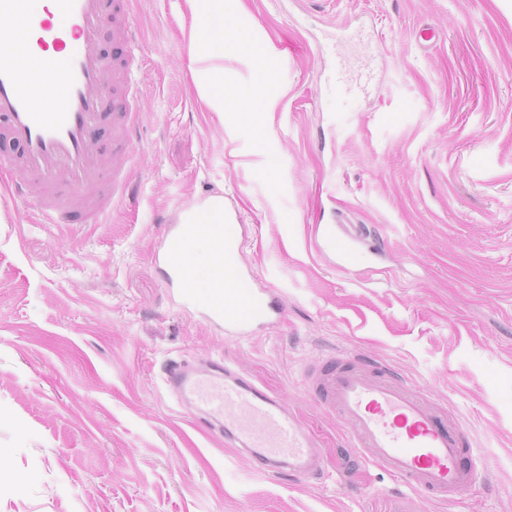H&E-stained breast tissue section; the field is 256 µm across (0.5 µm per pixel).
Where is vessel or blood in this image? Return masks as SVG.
Here are the masks:
<instances>
[{"instance_id": "vessel-or-blood-1", "label": "vessel or blood", "mask_w": 512, "mask_h": 512, "mask_svg": "<svg viewBox=\"0 0 512 512\" xmlns=\"http://www.w3.org/2000/svg\"><path fill=\"white\" fill-rule=\"evenodd\" d=\"M122 0H0V168L17 167L39 181L32 206L45 224H100L129 190L121 174L132 158L134 115L125 105L128 74L101 48L104 19L112 37L130 49L136 32ZM363 227L339 226L332 240L348 259ZM213 248L211 264L192 257L199 240ZM244 227L225 206L220 224H175L165 232L160 258L169 287L185 305L206 300V317L226 335L281 319L277 296L241 264ZM312 391L336 413L357 448L396 481L428 498H454L476 483L475 450L467 430L431 395L407 387L387 370L358 359L324 356L309 377ZM168 391L214 421L224 438L262 466L273 457L289 472L317 469L316 450L282 403L231 367L210 361L172 367Z\"/></svg>"}]
</instances>
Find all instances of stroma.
<instances>
[{
  "label": "stroma",
  "mask_w": 512,
  "mask_h": 512,
  "mask_svg": "<svg viewBox=\"0 0 512 512\" xmlns=\"http://www.w3.org/2000/svg\"><path fill=\"white\" fill-rule=\"evenodd\" d=\"M127 14L134 201L101 224L0 205L16 512H512V0H224V91L257 90L248 126L202 105L185 0ZM209 193L285 307L244 338L184 306L159 259L176 212ZM339 224L370 231L343 265ZM331 352L429 389L475 443L474 487L429 501L351 447L306 386ZM211 359L282 400L316 472L255 471L164 388L172 364Z\"/></svg>",
  "instance_id": "obj_1"
}]
</instances>
